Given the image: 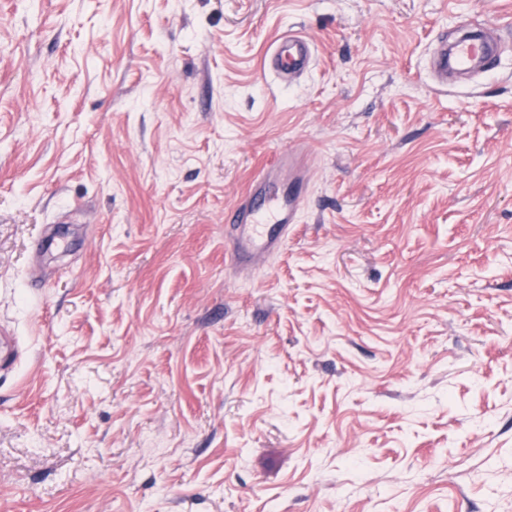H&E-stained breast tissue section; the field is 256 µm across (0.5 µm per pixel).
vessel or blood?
Wrapping results in <instances>:
<instances>
[{"label": "vessel or blood", "instance_id": "vessel-or-blood-1", "mask_svg": "<svg viewBox=\"0 0 512 512\" xmlns=\"http://www.w3.org/2000/svg\"><path fill=\"white\" fill-rule=\"evenodd\" d=\"M313 58L310 40L296 33L278 37L263 60L264 69L279 78L306 71ZM480 59L485 70H492L495 58L482 39L466 37L454 52H440V69H467L473 59ZM302 211V201L292 192L280 189L268 171H260L243 200L224 212V222L233 232L230 259L239 267L257 268L287 242Z\"/></svg>", "mask_w": 512, "mask_h": 512}]
</instances>
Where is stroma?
<instances>
[{"label":"stroma","mask_w":512,"mask_h":512,"mask_svg":"<svg viewBox=\"0 0 512 512\" xmlns=\"http://www.w3.org/2000/svg\"><path fill=\"white\" fill-rule=\"evenodd\" d=\"M0 334V512H512V0H0ZM312 58V44L305 35L284 34L274 41L270 53L264 57L263 67L282 81H288V75L306 71ZM474 58L483 60L485 71L489 72L495 65V57L489 52V47L481 38L466 37L460 40L449 59L452 67L460 70L467 69ZM302 201L281 190L266 167L250 184L243 200L224 211V224L235 235L230 259L239 267L257 268L278 252L299 222Z\"/></svg>","instance_id":"35a3bbf8"}]
</instances>
